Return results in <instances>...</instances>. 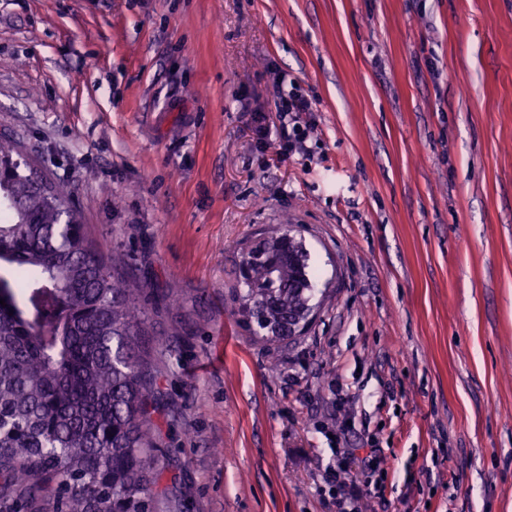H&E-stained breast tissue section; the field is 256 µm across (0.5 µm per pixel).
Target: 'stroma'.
<instances>
[{"instance_id":"35a3bbf8","label":"stroma","mask_w":512,"mask_h":512,"mask_svg":"<svg viewBox=\"0 0 512 512\" xmlns=\"http://www.w3.org/2000/svg\"><path fill=\"white\" fill-rule=\"evenodd\" d=\"M0 136L144 284L151 512H336L345 422L360 512H512V0H0ZM284 226L320 306L271 351L232 290ZM285 76L275 74L274 83L277 87V97L274 101L278 117L277 136L280 148L289 152L304 150L305 134L301 129V117L304 112H312L313 103L302 94L295 83H289L288 91L283 84Z\"/></svg>"}]
</instances>
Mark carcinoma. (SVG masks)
I'll use <instances>...</instances> for the list:
<instances>
[{
    "mask_svg": "<svg viewBox=\"0 0 512 512\" xmlns=\"http://www.w3.org/2000/svg\"><path fill=\"white\" fill-rule=\"evenodd\" d=\"M0 512H150L157 458L143 367L148 318L68 204L0 138ZM308 253L288 234L244 249L233 314L277 347L311 316Z\"/></svg>",
    "mask_w": 512,
    "mask_h": 512,
    "instance_id": "carcinoma-1",
    "label": "carcinoma"
}]
</instances>
